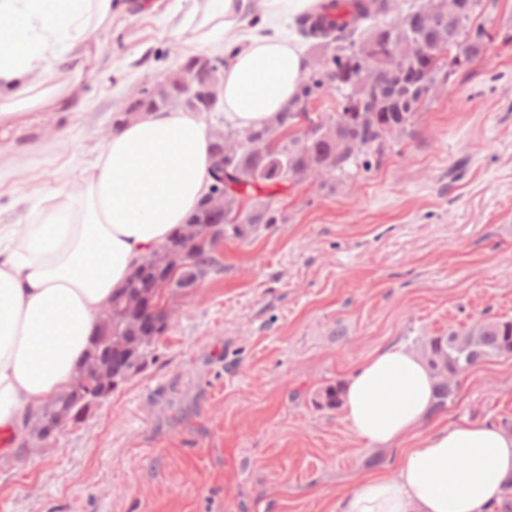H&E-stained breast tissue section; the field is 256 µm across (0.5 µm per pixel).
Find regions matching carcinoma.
I'll use <instances>...</instances> for the list:
<instances>
[{
    "mask_svg": "<svg viewBox=\"0 0 512 512\" xmlns=\"http://www.w3.org/2000/svg\"><path fill=\"white\" fill-rule=\"evenodd\" d=\"M466 11L460 20L458 43L454 53H444L448 34V20L441 16L436 23L432 41L435 47L421 58L413 59V40L416 32L409 18L418 7L403 12V19L395 25L388 24L387 0H329L322 4L321 12L304 13L297 18L299 32L307 38L317 39L313 51L324 57L326 71L312 69L299 87L296 100L288 111L276 121L261 129L239 131L226 128L219 131L224 137V168L215 174V182H224V223L201 204L190 222L194 245L182 244L190 252L175 281L163 288L155 297V305L166 308V296L174 289L192 287L217 265L213 254L220 237L243 239L278 222L277 188H288L302 181L304 171L313 165L326 172L332 180L349 176V166L369 167L367 157L374 152L383 153L384 130H395L398 139L411 133L413 120L427 96L419 94L413 105L394 104L381 91L374 88L360 74V62L368 61L378 67H387L397 60L411 62L418 80L428 86L444 71L452 75L461 67V60H470L497 40V35L480 24H473V16L480 0H465ZM197 57L188 56L178 72L167 77L164 87L154 93L133 99L123 110L132 115L144 108H167V101L176 96L184 73L193 68ZM318 93H336L341 96V111L321 112L311 115L306 105ZM306 120L314 136L307 145L291 133L293 127ZM237 138L260 140L267 143V150L260 155L230 154V143ZM353 142L367 145L364 151L350 148ZM267 190L266 199L251 208H243V198L254 190ZM212 226L214 230L204 240H199L200 228ZM174 259L166 253H154L151 258L128 279L124 288L112 297V317H102V322H112L120 331L117 338L103 348L88 351L86 360L97 361L107 353L123 354L129 361L126 376L139 372L151 354V347L169 328L163 322L151 333L142 329L139 315L140 296L136 288L145 274L155 275L165 281ZM481 335L474 344L467 340L473 326L448 330L443 336H428L421 342L424 358L432 371L445 369L461 377L479 362L489 358L512 357V320L489 318L479 321ZM103 385L95 378H88L83 385L72 384L68 390L46 404L41 420L49 424L62 413L70 421H83L91 408L100 403ZM341 387L327 386L313 399L320 410H333L340 406Z\"/></svg>",
    "mask_w": 512,
    "mask_h": 512,
    "instance_id": "obj_1",
    "label": "carcinoma"
}]
</instances>
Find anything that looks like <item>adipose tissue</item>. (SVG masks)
<instances>
[{
  "instance_id": "ef3b65f1",
  "label": "adipose tissue",
  "mask_w": 512,
  "mask_h": 512,
  "mask_svg": "<svg viewBox=\"0 0 512 512\" xmlns=\"http://www.w3.org/2000/svg\"><path fill=\"white\" fill-rule=\"evenodd\" d=\"M252 0H204L179 24L224 52V124L259 128L287 110L309 69L305 47L276 24H247ZM118 0H0V129L33 112L80 111L81 76ZM214 127L206 113L120 117L75 182L42 194L25 221L0 226V428L25 426L76 377L113 294L209 194ZM341 413L368 447L401 449L394 468L363 477L336 512H492L512 479V433L438 418L423 356L378 348L343 386Z\"/></svg>"
}]
</instances>
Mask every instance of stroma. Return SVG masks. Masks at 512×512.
Masks as SVG:
<instances>
[{
    "label": "stroma",
    "mask_w": 512,
    "mask_h": 512,
    "mask_svg": "<svg viewBox=\"0 0 512 512\" xmlns=\"http://www.w3.org/2000/svg\"><path fill=\"white\" fill-rule=\"evenodd\" d=\"M82 77L85 109L36 115L28 153L0 139V222L70 161L89 162L145 80L198 48L170 14L195 0H129ZM499 39L430 95L378 165L285 192L277 224L224 239L217 267L171 294L177 311L140 372L55 446L0 447V512H336L394 452L369 448L312 400L369 354L486 317L512 318V0H481ZM71 140L56 141L61 125ZM512 421V357L459 379L444 410Z\"/></svg>",
    "instance_id": "1"
}]
</instances>
